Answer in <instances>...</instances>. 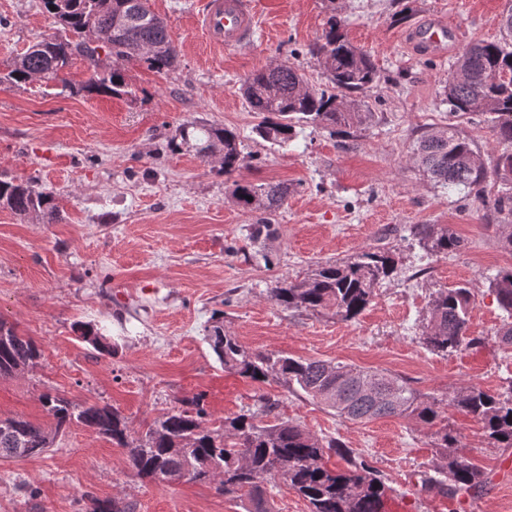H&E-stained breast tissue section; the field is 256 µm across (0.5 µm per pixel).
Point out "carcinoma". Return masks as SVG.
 Instances as JSON below:
<instances>
[{"mask_svg": "<svg viewBox=\"0 0 512 512\" xmlns=\"http://www.w3.org/2000/svg\"><path fill=\"white\" fill-rule=\"evenodd\" d=\"M43 8L58 33L33 45L13 60L0 83L22 84L31 78L56 79L76 53L90 60L95 69L81 86L88 94L120 97L131 94L121 69H96L100 50L112 45L110 54L125 62H143L158 74L174 70L177 46L167 25L145 6L144 0H42ZM322 41L310 49L311 57L329 68L332 90L305 85L297 69L286 63L268 66L249 75L244 95L259 122L254 133L272 146L286 147L296 136L293 120L313 123L330 134L345 135L363 124L370 113L355 109L346 94L369 88L378 78L366 51L353 46L341 28L343 21L331 16ZM449 112L490 113L493 131L500 142L512 144V43H479L466 49L456 62V72L445 88ZM192 147L207 163L216 160L219 171L231 177L246 164L238 135L215 123L191 122L180 126L166 142L171 152ZM417 156L428 175L446 188L483 191L487 172L472 144L453 126L421 137ZM505 186L494 204L512 214V153L501 159ZM231 196L249 211L262 214L252 228L258 240L267 228L266 216L288 197V186L269 182H232ZM0 206L26 220L44 223L58 215L54 198L30 183L0 179ZM416 234L428 249L446 256L461 250L463 241L446 227L423 224ZM392 257L385 252H363L347 264H326L303 281L284 278L270 290L276 305L320 313L331 311L345 321L356 318L371 303L376 285L388 277ZM500 309L510 321L501 328V341L512 343V268L488 278ZM474 302L466 285L443 288L432 294L429 320L422 336L432 352L451 354L473 347L481 340L467 335ZM81 338L101 354H112V344L90 325L80 327ZM209 343L224 370L258 383L282 379L308 397L351 421H369L385 416H409L432 425L441 410L453 407L481 424L489 443L512 448V391L490 393L478 387L455 390L445 398L422 399L410 385L390 374L369 372L351 365L324 360L295 358L285 354L249 351L237 336L224 329L220 316L205 326ZM40 357L35 342L0 321V377L12 376L33 365ZM53 428L24 417L0 418V459L36 457L53 446L56 436L73 424L82 425L128 451L129 462L141 479L175 483L182 480L210 483L216 493L239 498L244 512H272L264 484L282 483L308 502L310 512H384L391 487L362 459L344 470L327 467L325 457L337 453L336 442L327 444L301 424L278 419L272 423L259 415L272 412L273 403L259 398L258 410L226 417L217 426H206L202 399L182 403L150 423L137 434L127 419L112 407L97 403L76 405L45 393L41 398ZM452 449L437 468L438 480L455 496L487 483L483 472L462 453L459 440L441 436ZM135 503L123 498L101 500L88 497L83 512H135Z\"/></svg>", "mask_w": 512, "mask_h": 512, "instance_id": "cac0c4a2", "label": "carcinoma"}]
</instances>
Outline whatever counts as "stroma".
<instances>
[{
  "label": "stroma",
  "mask_w": 512,
  "mask_h": 512,
  "mask_svg": "<svg viewBox=\"0 0 512 512\" xmlns=\"http://www.w3.org/2000/svg\"><path fill=\"white\" fill-rule=\"evenodd\" d=\"M511 2L256 0L253 42L220 52L197 26L199 0H146L178 47L168 74L127 63L130 95L90 97L79 87L92 68L76 55L64 82L0 83V174L34 180L59 210L45 224L0 207V319L41 349L33 367L0 378V418L49 424L41 397L51 392L111 406L140 431L200 395L208 424L216 425L255 410L263 394L275 401L276 417L378 470L391 488L386 512H512V476L504 473L512 448L490 445L465 414L447 409L431 426L402 416L350 421L284 381L258 384L225 372L204 337L220 312L249 350L383 371L425 397L470 385L498 393L512 383V345L500 339L504 313L487 282L512 267V252L502 247L512 215L490 201L500 158L512 147L496 139L489 115L451 114L443 95L468 46L501 40L500 16ZM333 15L377 67L370 88L347 96L372 118L346 136L304 124L288 146L270 147L252 132L256 118L242 83L285 62L310 85L324 86L308 49ZM429 19L453 31L446 53H425L408 39ZM54 32L41 0H0V70ZM191 121L239 134L249 160L236 178L288 184L259 241L251 239L257 215L235 204L232 180L193 152L166 149L167 136ZM448 124L470 140L487 170L484 195L444 188L419 166L420 136ZM420 224L448 227L462 249L428 253L415 234ZM364 251L390 253L395 268L355 319L270 300L278 280L305 279ZM459 284L475 290L469 333L481 343L443 356L422 342L428 303L438 289ZM79 322L100 329L111 354L83 341ZM445 428L487 474L484 488L451 498L422 485L441 461ZM88 494L129 498L137 512H243L239 500L208 483L139 478L126 449L76 425L41 456L0 460V512H81Z\"/></svg>",
  "instance_id": "stroma-1"
}]
</instances>
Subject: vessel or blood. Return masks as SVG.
I'll return each instance as SVG.
<instances>
[{
  "label": "vessel or blood",
  "instance_id": "1",
  "mask_svg": "<svg viewBox=\"0 0 512 512\" xmlns=\"http://www.w3.org/2000/svg\"><path fill=\"white\" fill-rule=\"evenodd\" d=\"M197 21L209 44L220 49L248 46L258 23L252 0H202ZM414 39L427 50L442 48L448 41V27L429 23L415 30Z\"/></svg>",
  "mask_w": 512,
  "mask_h": 512
}]
</instances>
